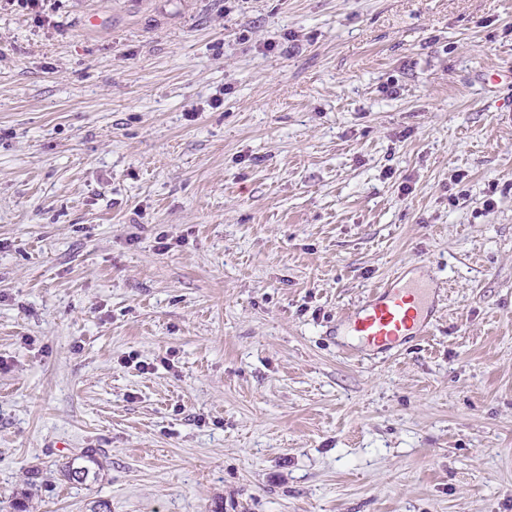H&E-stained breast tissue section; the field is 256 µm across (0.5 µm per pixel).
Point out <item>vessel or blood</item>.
Masks as SVG:
<instances>
[{
  "label": "vessel or blood",
  "mask_w": 512,
  "mask_h": 512,
  "mask_svg": "<svg viewBox=\"0 0 512 512\" xmlns=\"http://www.w3.org/2000/svg\"><path fill=\"white\" fill-rule=\"evenodd\" d=\"M416 276L400 272L375 286L362 304L347 312L341 333L372 351L398 350L430 331L441 301L443 283L430 266L416 264Z\"/></svg>",
  "instance_id": "vessel-or-blood-1"
}]
</instances>
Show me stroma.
Returning <instances> with one entry per match:
<instances>
[{"label": "stroma", "instance_id": "1", "mask_svg": "<svg viewBox=\"0 0 512 512\" xmlns=\"http://www.w3.org/2000/svg\"><path fill=\"white\" fill-rule=\"evenodd\" d=\"M511 74L512 0H0V512H512ZM415 270L419 275L409 277ZM442 288L443 282L430 266L411 263L389 282L375 286L359 307L347 312L339 335L357 339L377 353L398 351L428 334Z\"/></svg>", "mask_w": 512, "mask_h": 512}]
</instances>
